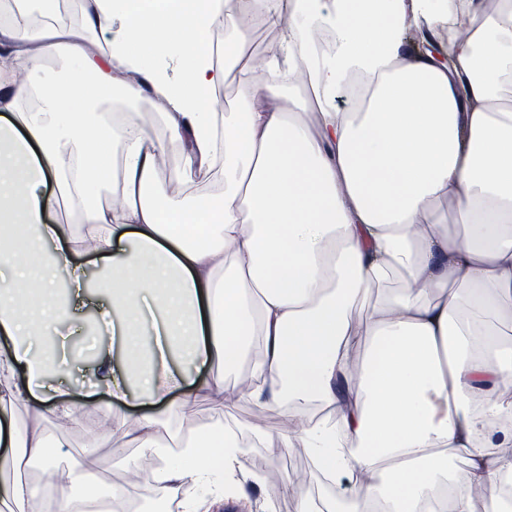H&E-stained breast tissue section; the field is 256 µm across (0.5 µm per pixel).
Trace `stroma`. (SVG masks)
Here are the masks:
<instances>
[{"label":"stroma","mask_w":512,"mask_h":512,"mask_svg":"<svg viewBox=\"0 0 512 512\" xmlns=\"http://www.w3.org/2000/svg\"><path fill=\"white\" fill-rule=\"evenodd\" d=\"M86 302L76 309L73 319L50 329L47 336L37 340L36 347L55 358L65 359L63 373H49L45 384L49 387L65 383L74 386L78 405L75 419L60 421L52 411H45L43 425L48 434H64L67 445L65 454H85L99 466L103 480L119 490L122 495H131L133 486L128 482L126 461L133 460L140 471L147 472L157 466L156 457L143 454L131 437L121 433L106 435L104 422L113 412L119 411L137 416L145 411L158 415L160 425H168L170 418L162 406L145 408L138 402L117 404L116 408L105 407L104 396L91 395L89 382L95 374L94 353L97 335L92 325L96 309L106 302L103 288L106 272L101 263L86 260ZM183 418L196 425L237 422L250 424L265 432L266 439L250 449L242 468L262 478L263 512H296L297 503L293 494L283 493L285 483L304 479L307 485L315 483V469L308 452L301 448H285L280 434L289 425L287 413L279 408L253 405L245 397L239 398L231 408L216 404L209 396H198L187 407Z\"/></svg>","instance_id":"35a3bbf8"}]
</instances>
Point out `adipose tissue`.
<instances>
[{
	"instance_id": "1",
	"label": "adipose tissue",
	"mask_w": 512,
	"mask_h": 512,
	"mask_svg": "<svg viewBox=\"0 0 512 512\" xmlns=\"http://www.w3.org/2000/svg\"><path fill=\"white\" fill-rule=\"evenodd\" d=\"M243 14L279 40L255 52L231 24ZM97 33L108 53L88 50ZM51 57L76 68L45 77ZM228 83L231 118L210 107ZM116 88L150 99L161 130L98 120ZM215 168L223 191L191 192ZM103 188L119 206L96 205ZM63 198L109 272L104 393L126 399L135 380L173 415L201 394L229 407L224 376L241 372L254 405L309 409L281 437L317 464L299 512H512V340L497 323L512 312V0H86L75 25L57 0H0V512H118L96 463H59L42 425L45 403L74 413L34 348L84 300L73 238L51 221ZM112 429L161 456L144 479L186 512H248L242 426L165 432L142 414ZM31 462L45 488L22 477Z\"/></svg>"
}]
</instances>
